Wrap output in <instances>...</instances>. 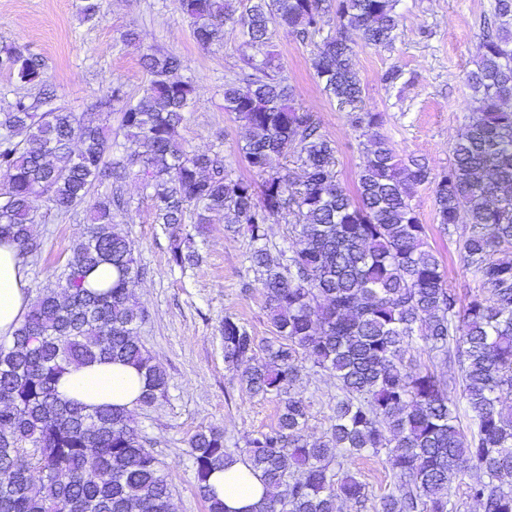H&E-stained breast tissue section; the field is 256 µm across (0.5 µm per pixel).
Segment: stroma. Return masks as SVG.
<instances>
[{"label": "stroma", "mask_w": 512, "mask_h": 512, "mask_svg": "<svg viewBox=\"0 0 512 512\" xmlns=\"http://www.w3.org/2000/svg\"><path fill=\"white\" fill-rule=\"evenodd\" d=\"M77 2L0 0V46L21 44L41 57L58 103L74 112L90 111L114 84L127 95L137 94L149 79L140 64L148 50L178 56V75L194 82L199 98L180 126L185 145L221 152L234 175L245 174L238 148L247 129L224 110L225 81L245 70L239 29L225 27L223 43L204 48L178 12L176 0H102L99 21L89 23L80 20ZM493 5L494 0H401L391 47H370L358 33L348 35L365 109L382 113L380 132L400 154L423 158L433 172L447 168L450 146L472 112L468 75ZM130 31L137 32V39L127 40ZM316 45L313 39L300 41L288 28L271 29L269 49L297 87V106L318 114L322 133L336 146L338 177L349 184L368 135L354 130L347 108L322 92L311 67ZM390 69L400 72L392 84L382 79ZM123 191L131 207L118 224L145 271L135 289L148 312L139 339L169 378L166 398L154 409L136 410L134 419L168 475L174 512H206L187 454L190 438L202 428L217 426L228 447L241 448L246 437L278 422L277 399L251 398L241 391L236 372L224 363L219 333L224 317L231 316L258 338L272 337L265 296L247 262L248 239L227 233L222 218L209 226L201 266L184 271L170 264L168 238L155 224L139 181L127 176ZM412 203L428 228L429 244L447 268L450 285L465 291L472 276L460 259L457 237L439 231L431 186L417 187ZM36 208L35 231L42 249L25 263L33 293L58 274L84 231L81 216L59 213L42 198ZM246 280L253 283L247 290L242 287ZM299 389L311 404L305 434L311 440L322 438L336 404V380L309 365Z\"/></svg>", "instance_id": "1"}]
</instances>
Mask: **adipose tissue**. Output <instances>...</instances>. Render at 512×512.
<instances>
[{
	"label": "adipose tissue",
	"instance_id": "ef3b65f1",
	"mask_svg": "<svg viewBox=\"0 0 512 512\" xmlns=\"http://www.w3.org/2000/svg\"><path fill=\"white\" fill-rule=\"evenodd\" d=\"M30 305L27 271L10 241L0 242V340H11ZM143 387L136 368L121 363L93 362L65 373L61 397L87 406L110 405L134 409ZM210 484L226 512H251L265 487L246 464L237 461L213 473Z\"/></svg>",
	"mask_w": 512,
	"mask_h": 512
}]
</instances>
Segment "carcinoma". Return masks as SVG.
I'll return each instance as SVG.
<instances>
[{"label": "carcinoma", "instance_id": "carcinoma-1", "mask_svg": "<svg viewBox=\"0 0 512 512\" xmlns=\"http://www.w3.org/2000/svg\"><path fill=\"white\" fill-rule=\"evenodd\" d=\"M398 3L178 0L200 45L222 43L231 24L254 50L247 88L224 83V111L250 130L240 155L263 177L258 188L232 175L221 153L185 146L179 127L196 105L195 87L175 77L176 55L143 54L150 80L142 92L127 96L113 86L89 113L57 104L40 57L16 44L0 47V67L19 84L40 87L38 97L0 109V170L8 177L0 241L12 242L22 259L36 256L37 198L67 214L94 188H106L89 205L86 231L55 281L31 302L10 345L0 344V512H173L168 476L131 412L90 410L57 391L67 369L103 360L141 373L138 407L166 397V370L138 338L147 317L134 297L141 270L114 224L130 207L121 185L130 173L148 191L172 265H201L197 239L213 214L252 244L250 268L275 336L260 340L226 316L221 340L224 363L243 368L245 392L280 403L277 425L243 449L242 461L266 488L253 512H337L340 499L360 509L372 499L373 512H453L450 485L466 477L468 497L482 512H512V0H495L494 28L483 35L468 78L467 130L452 145L448 168L434 176L379 132L381 113L363 111L343 36L322 39L312 68L323 93L351 109L352 127L371 130L353 193L338 180L336 147L320 132L319 116L296 106L295 86L266 50L270 27L286 26L304 42L331 10L340 30L388 46L399 26ZM100 8V0H79L78 15L90 22ZM117 104L127 146L114 160L100 116H111ZM274 155L293 158L298 171L269 172ZM424 183L432 185L441 230L466 225L459 249L475 282L466 300L448 284L412 204ZM279 217L299 242L283 262L267 245L268 224ZM102 264L116 278L94 289L87 277ZM418 347L458 366V377L406 360ZM307 356L340 391L326 435L315 441L305 435L310 402L296 390ZM455 385L458 399L451 396ZM460 401L470 419L467 435ZM380 453L392 481L374 496L344 464ZM189 456L207 512H225L209 486L210 476L235 459L223 431L198 430Z\"/></svg>", "mask_w": 512, "mask_h": 512}]
</instances>
